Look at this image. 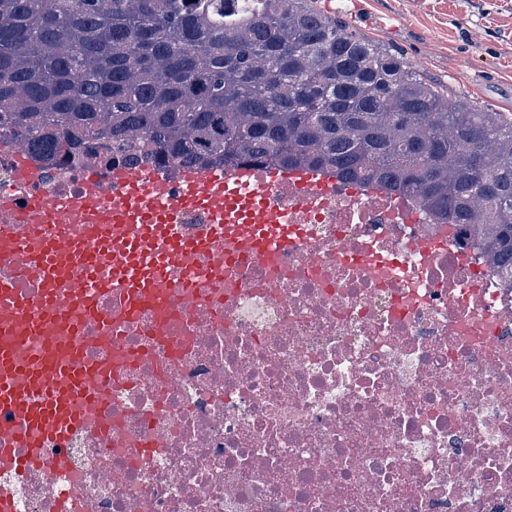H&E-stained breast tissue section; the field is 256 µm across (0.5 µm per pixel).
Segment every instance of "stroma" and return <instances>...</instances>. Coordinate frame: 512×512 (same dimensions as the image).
Here are the masks:
<instances>
[{"label": "stroma", "mask_w": 512, "mask_h": 512, "mask_svg": "<svg viewBox=\"0 0 512 512\" xmlns=\"http://www.w3.org/2000/svg\"><path fill=\"white\" fill-rule=\"evenodd\" d=\"M350 31L401 51L429 83L512 113V0H316Z\"/></svg>", "instance_id": "stroma-1"}]
</instances>
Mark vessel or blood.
I'll return each mask as SVG.
<instances>
[{
	"label": "vessel or blood",
	"mask_w": 512,
	"mask_h": 512,
	"mask_svg": "<svg viewBox=\"0 0 512 512\" xmlns=\"http://www.w3.org/2000/svg\"><path fill=\"white\" fill-rule=\"evenodd\" d=\"M126 185L144 200L132 215L92 194L78 227L63 221L67 202L38 199L22 209L27 223L0 226V257L21 258L40 283L33 300L0 276V512H16L10 481L41 461L47 438L84 427L92 411L101 428L111 426L100 385L127 349L103 326L164 321L174 276L218 246L230 256L288 247L287 225L267 223L260 191L244 174H188L176 205L241 218L200 235L172 224L173 204L151 182L132 177Z\"/></svg>",
	"instance_id": "1"
}]
</instances>
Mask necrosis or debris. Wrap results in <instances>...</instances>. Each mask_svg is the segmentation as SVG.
<instances>
[{
    "label": "necrosis or debris",
    "mask_w": 512,
    "mask_h": 512,
    "mask_svg": "<svg viewBox=\"0 0 512 512\" xmlns=\"http://www.w3.org/2000/svg\"><path fill=\"white\" fill-rule=\"evenodd\" d=\"M151 171L182 194L175 164L46 161L2 136L0 225L93 188L135 206L117 179ZM262 204L298 243L200 257L160 329L125 327L111 435L92 413L48 439L19 512H512V289L471 227L335 175Z\"/></svg>",
    "instance_id": "necrosis-or-debris-1"
}]
</instances>
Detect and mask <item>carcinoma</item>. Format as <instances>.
I'll return each mask as SVG.
<instances>
[{
	"mask_svg": "<svg viewBox=\"0 0 512 512\" xmlns=\"http://www.w3.org/2000/svg\"><path fill=\"white\" fill-rule=\"evenodd\" d=\"M35 155L336 174L481 217L512 286V117L448 96L314 0H0V136Z\"/></svg>",
	"mask_w": 512,
	"mask_h": 512,
	"instance_id": "obj_1",
	"label": "carcinoma"
}]
</instances>
